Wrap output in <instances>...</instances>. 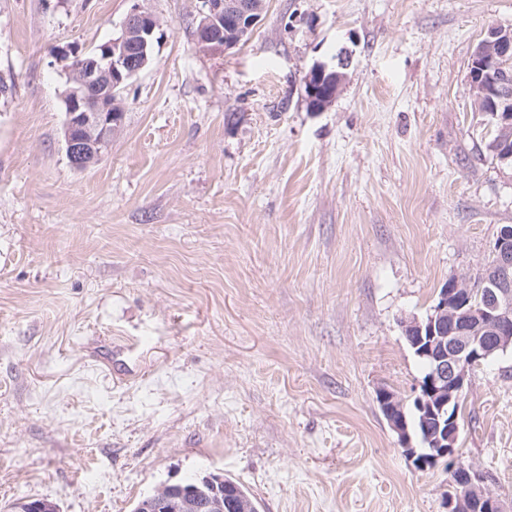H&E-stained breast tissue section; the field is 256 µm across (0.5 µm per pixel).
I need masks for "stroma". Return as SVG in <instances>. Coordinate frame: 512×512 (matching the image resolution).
Returning a JSON list of instances; mask_svg holds the SVG:
<instances>
[{
    "label": "stroma",
    "mask_w": 512,
    "mask_h": 512,
    "mask_svg": "<svg viewBox=\"0 0 512 512\" xmlns=\"http://www.w3.org/2000/svg\"><path fill=\"white\" fill-rule=\"evenodd\" d=\"M161 22L112 146L77 171L53 52ZM201 0H0V512H133L223 475L258 512H447L376 402L512 224L468 62L512 0H265L226 51ZM347 53L323 111L303 97ZM460 459L512 512V351L472 372ZM337 60L335 66H330L327 63L318 62L312 66L308 73V77H311L313 74L318 75L319 77L312 76L309 82H305L303 86L304 96H306L308 101V107H315L319 104H324L325 98H331L334 94V85L333 82H336V94L337 95L341 89L343 84L345 73L341 70H345L348 68L350 63V57L346 53H339L336 58ZM328 76L332 79L329 81ZM320 77H325L320 78Z\"/></svg>",
    "instance_id": "1"
}]
</instances>
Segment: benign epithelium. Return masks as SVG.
<instances>
[{"label":"benign epithelium","instance_id":"benign-epithelium-1","mask_svg":"<svg viewBox=\"0 0 512 512\" xmlns=\"http://www.w3.org/2000/svg\"><path fill=\"white\" fill-rule=\"evenodd\" d=\"M264 0H202L197 44L208 51L235 46L259 20ZM160 22L138 6L128 13L116 38L87 53L65 47L55 59L67 76L64 148L72 168L85 170L95 164L112 141V109L122 107L115 89L124 88L148 64L147 46ZM350 57L340 53L336 64L318 62L311 75L329 76L341 89ZM468 83L474 109L490 117L498 137L496 158L512 161V28L493 27L475 49ZM95 86L108 91L97 105H86L84 91ZM494 258L482 279L477 300L464 278L446 283L432 312L424 320L403 322L414 346L427 343L421 356L430 360L426 378L420 380L416 404L422 412L421 447L413 444L404 406L396 395L379 393L390 427L414 465L425 470L448 462L453 476L447 495L448 512H503L500 499L484 485L482 475L458 462L460 401L471 371L497 350L512 346V225L500 228L489 246Z\"/></svg>","mask_w":512,"mask_h":512}]
</instances>
